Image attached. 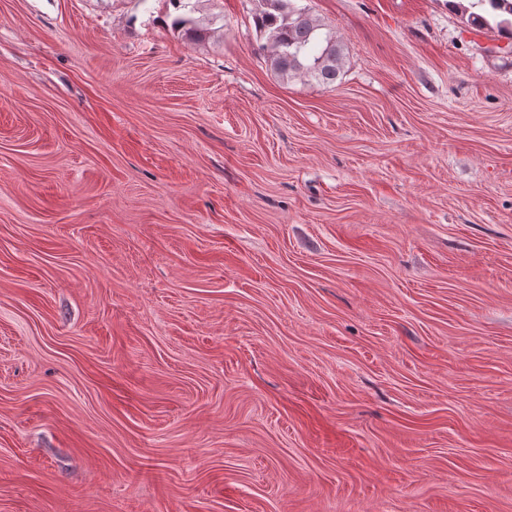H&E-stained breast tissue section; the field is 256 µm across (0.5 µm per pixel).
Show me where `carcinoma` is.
<instances>
[{
  "label": "carcinoma",
  "mask_w": 512,
  "mask_h": 512,
  "mask_svg": "<svg viewBox=\"0 0 512 512\" xmlns=\"http://www.w3.org/2000/svg\"><path fill=\"white\" fill-rule=\"evenodd\" d=\"M171 2L184 9L174 18V26L202 38V28L190 16L191 0ZM452 7L467 14V22L475 29L486 27L487 15L493 14L499 17L500 32L512 37V0H470L467 6L455 2ZM252 18L265 39L263 48L281 75H302L325 86L336 83L341 72L342 46L330 34H322L321 24L295 0H255Z\"/></svg>",
  "instance_id": "carcinoma-1"
}]
</instances>
